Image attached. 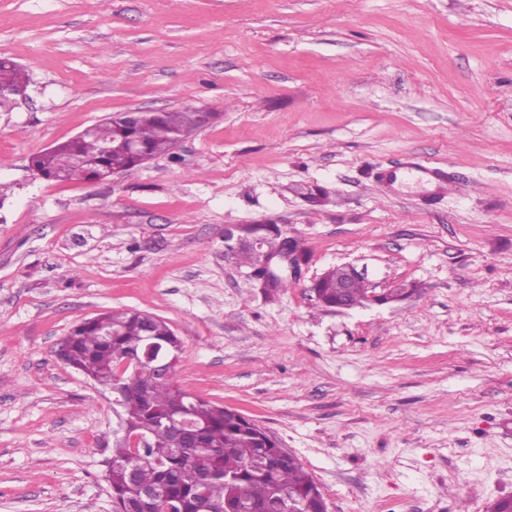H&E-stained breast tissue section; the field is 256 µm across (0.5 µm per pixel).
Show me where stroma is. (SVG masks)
<instances>
[{"label":"stroma","mask_w":512,"mask_h":512,"mask_svg":"<svg viewBox=\"0 0 512 512\" xmlns=\"http://www.w3.org/2000/svg\"><path fill=\"white\" fill-rule=\"evenodd\" d=\"M0 512H112L111 393L54 354L134 308L181 387L296 455L328 512H487L512 495V0H0ZM213 113L175 157L53 182L32 154L107 116ZM448 170L426 206L377 172ZM228 224L307 252L267 299ZM350 264L370 294L316 307ZM29 77L27 71L17 65L9 58H0V112H11L16 103L15 98L10 93L13 88H27ZM20 88L13 90L12 93L21 99L26 98V89ZM258 228H253L252 225H248L247 230L249 231H258L259 229H263L264 231L260 233L261 240L263 241V247L269 253H278L284 249L285 242L282 238V232L278 225L276 224H253Z\"/></svg>","instance_id":"1"}]
</instances>
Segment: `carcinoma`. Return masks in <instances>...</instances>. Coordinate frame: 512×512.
<instances>
[{"label":"carcinoma","mask_w":512,"mask_h":512,"mask_svg":"<svg viewBox=\"0 0 512 512\" xmlns=\"http://www.w3.org/2000/svg\"><path fill=\"white\" fill-rule=\"evenodd\" d=\"M27 71L0 58V112H10L13 88L27 87ZM201 127L191 110L119 113L52 148L30 157L31 169L45 180L92 182L100 172L120 175L159 156L174 157L185 135ZM263 247L284 249L276 224H260ZM158 343L172 359L159 373L142 360L146 339ZM182 341L161 317L136 309L101 313L75 325L67 335L64 362L98 385L110 389L124 361L140 363L131 391L121 406L125 428L144 435L147 446L126 439L116 443L108 482L112 512H126L137 488L158 491L157 512H206L219 506L231 512H322L323 494L295 456H286L259 425L218 404L192 397L179 384ZM183 408L197 423L189 445L163 425Z\"/></svg>","instance_id":"cac0c4a2"}]
</instances>
